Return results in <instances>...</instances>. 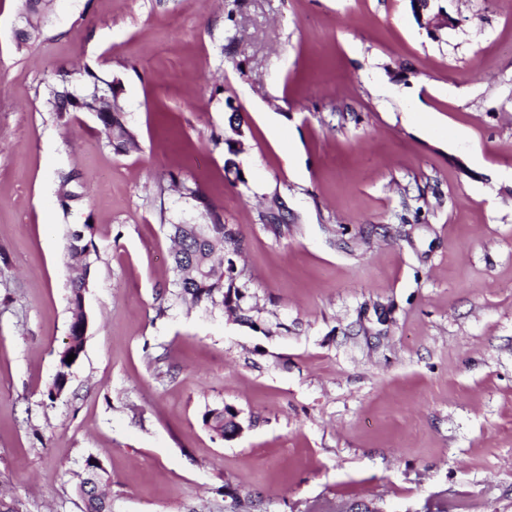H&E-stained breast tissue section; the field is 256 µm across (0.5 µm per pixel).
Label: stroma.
Segmentation results:
<instances>
[{"instance_id":"35a3bbf8","label":"stroma","mask_w":512,"mask_h":512,"mask_svg":"<svg viewBox=\"0 0 512 512\" xmlns=\"http://www.w3.org/2000/svg\"><path fill=\"white\" fill-rule=\"evenodd\" d=\"M21 5L0 0V498L84 512L92 457L112 512H512V0H432L456 21L434 34L410 0H53L26 44ZM61 67L116 82L138 150L50 112ZM215 214L248 324L171 295L169 225ZM85 223L88 329L52 398ZM224 405L230 440L202 421Z\"/></svg>"}]
</instances>
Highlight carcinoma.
I'll list each match as a JSON object with an SVG mask.
<instances>
[{
	"instance_id": "1",
	"label": "carcinoma",
	"mask_w": 512,
	"mask_h": 512,
	"mask_svg": "<svg viewBox=\"0 0 512 512\" xmlns=\"http://www.w3.org/2000/svg\"><path fill=\"white\" fill-rule=\"evenodd\" d=\"M92 79V89L107 91L112 88V81L101 78L85 70L71 71L61 67L52 85L47 104L50 111L62 119L65 114L76 110L75 102L87 98L77 92V85L83 77ZM100 122L109 131L107 146L116 153H127L138 148L137 136L128 125L125 113L121 111L104 112L99 116ZM77 180L72 173L61 177L58 200L63 212L67 213L81 199V194L74 190L72 183ZM88 224L73 228L67 236V251L70 258L80 264L81 272L69 279L70 304L72 318L68 342L59 353V370L53 380L50 393H60L67 382L71 364L66 362L68 355H81L84 347V314L82 301L87 285L91 263L89 261L92 241L87 239ZM170 236L174 244L172 252L175 278L172 285L173 295L190 308L208 309L220 305L240 308L239 302L244 298L242 288V270L238 268L237 257L242 252V241L233 225L224 223L220 217L213 216L209 224H171ZM203 424L217 436H224V428L232 427V422H224V408H212L203 415ZM86 477L79 486V492L86 505V512H112L111 504L99 492V484L104 481V470L90 458L85 464Z\"/></svg>"
}]
</instances>
